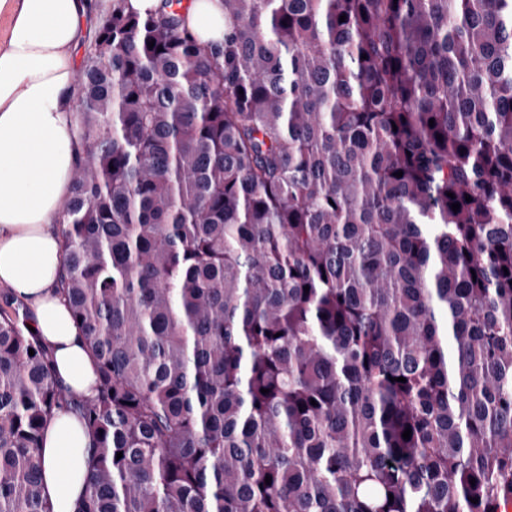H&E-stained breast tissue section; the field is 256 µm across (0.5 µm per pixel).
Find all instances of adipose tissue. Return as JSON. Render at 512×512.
<instances>
[{"label": "adipose tissue", "mask_w": 512, "mask_h": 512, "mask_svg": "<svg viewBox=\"0 0 512 512\" xmlns=\"http://www.w3.org/2000/svg\"><path fill=\"white\" fill-rule=\"evenodd\" d=\"M92 3L0 0V285L25 304L53 375L78 400L96 394V363L59 285L63 238L56 222L84 156L75 51ZM184 25L200 44H223V0H191ZM92 446L72 407L48 420L42 473L54 512H75Z\"/></svg>", "instance_id": "1"}]
</instances>
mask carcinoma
Instances as JSON below:
<instances>
[{"label": "carcinoma", "mask_w": 512, "mask_h": 512, "mask_svg": "<svg viewBox=\"0 0 512 512\" xmlns=\"http://www.w3.org/2000/svg\"><path fill=\"white\" fill-rule=\"evenodd\" d=\"M163 2L112 0L78 78L76 512H499L512 0H224L209 47ZM68 402L5 304L0 512H53L41 439Z\"/></svg>", "instance_id": "1"}]
</instances>
